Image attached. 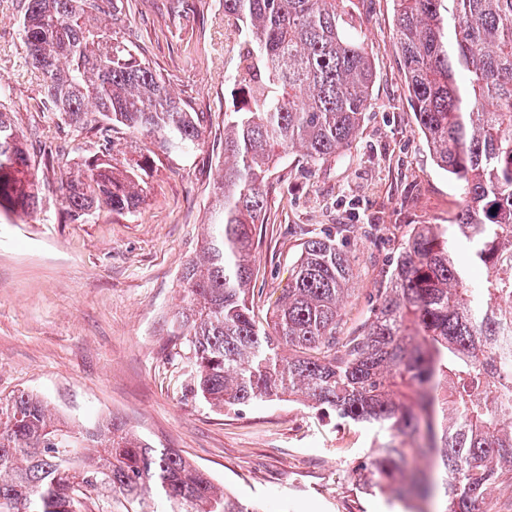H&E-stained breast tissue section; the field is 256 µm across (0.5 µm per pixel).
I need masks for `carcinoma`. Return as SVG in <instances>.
<instances>
[{"mask_svg": "<svg viewBox=\"0 0 512 512\" xmlns=\"http://www.w3.org/2000/svg\"><path fill=\"white\" fill-rule=\"evenodd\" d=\"M395 39L418 131L463 203L454 224H417L372 317L340 335L353 270L334 237L310 238L265 319L255 312V225L285 157L349 149L375 69L354 0H224L244 32L224 112L217 220L185 266L172 336L185 380L212 408L301 396L381 439L362 489L481 507L512 488V0H395ZM123 0H22L26 55L48 123L95 132L61 173L64 215L133 214L159 154L187 155L207 127L122 33ZM38 201L34 156L0 111V211ZM260 512L174 448L114 419L74 429L38 396L0 398V512Z\"/></svg>", "mask_w": 512, "mask_h": 512, "instance_id": "1", "label": "carcinoma"}]
</instances>
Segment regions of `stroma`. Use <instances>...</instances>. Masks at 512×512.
Instances as JSON below:
<instances>
[{
    "instance_id": "1",
    "label": "stroma",
    "mask_w": 512,
    "mask_h": 512,
    "mask_svg": "<svg viewBox=\"0 0 512 512\" xmlns=\"http://www.w3.org/2000/svg\"><path fill=\"white\" fill-rule=\"evenodd\" d=\"M133 0L125 24L142 55L194 112L209 116L189 157H156L134 214L66 220L59 172L37 166L39 203L0 214V397L38 395L77 424L121 421L159 448H174L213 481L261 512H405L356 487L375 430L347 424L304 401L255 402L216 411L195 399L168 349L183 305L181 273L214 220L224 161V111L239 32L223 0ZM376 79L371 106L349 150L313 165L289 155L273 170L259 225L258 315L270 311L309 237L347 244L352 288L343 331L359 328L414 225L451 224L459 187L434 164L409 102L394 45V0H359ZM21 0H0V110L31 149L92 151L93 132L46 123L42 76L22 44Z\"/></svg>"
}]
</instances>
